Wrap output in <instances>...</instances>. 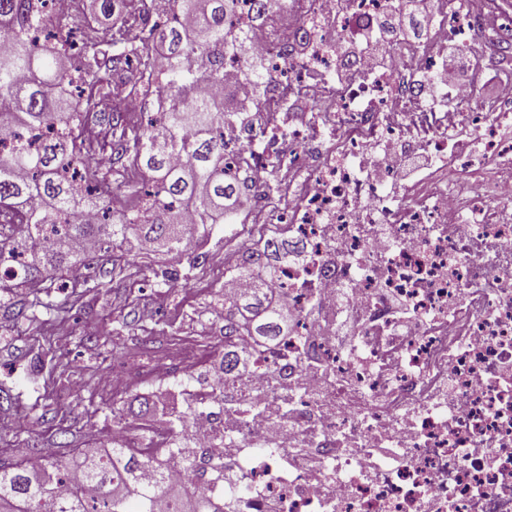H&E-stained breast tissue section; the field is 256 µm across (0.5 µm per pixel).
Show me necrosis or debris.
Returning <instances> with one entry per match:
<instances>
[{"label":"necrosis or debris","mask_w":512,"mask_h":512,"mask_svg":"<svg viewBox=\"0 0 512 512\" xmlns=\"http://www.w3.org/2000/svg\"><path fill=\"white\" fill-rule=\"evenodd\" d=\"M398 4L288 0L260 18L240 0L230 18L246 37L224 63L241 104L224 164L246 209L224 296L253 287L248 254L287 241L306 259L277 265L266 286L295 322L273 345L236 339L249 374L187 387L192 467L167 452L169 427L120 441L162 452L171 481L223 476L231 512H512V97L428 95L452 39L512 83V14L500 0H436L428 35L388 41L392 66L368 71L343 45ZM249 55L277 68L265 92L241 77ZM273 160L287 190L266 188ZM193 368L185 350L131 357L105 385Z\"/></svg>","instance_id":"4bbe7bcc"}]
</instances>
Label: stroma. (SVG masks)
Wrapping results in <instances>:
<instances>
[{
	"label": "stroma",
	"mask_w": 512,
	"mask_h": 512,
	"mask_svg": "<svg viewBox=\"0 0 512 512\" xmlns=\"http://www.w3.org/2000/svg\"><path fill=\"white\" fill-rule=\"evenodd\" d=\"M237 243L224 223L198 249L193 264L153 245L113 250L96 267L99 288L52 293L62 312L52 324L44 309L32 307L33 289L0 283V315L16 314L0 323V386L13 396L9 402L0 400V459L32 445L69 461L75 449L99 446L116 430L138 432L140 417L113 420L114 398L178 397L176 379L161 384L144 378L114 393L101 389L98 378L119 368L122 348L140 349L148 359L184 344L219 347L224 339L219 259ZM173 270L186 282L185 290L169 291L166 277ZM33 372L53 375L52 393L30 381Z\"/></svg>",
	"instance_id": "obj_1"
}]
</instances>
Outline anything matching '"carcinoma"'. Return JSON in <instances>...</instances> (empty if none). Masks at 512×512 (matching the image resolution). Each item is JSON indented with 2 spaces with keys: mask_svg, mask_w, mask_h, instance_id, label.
<instances>
[{
  "mask_svg": "<svg viewBox=\"0 0 512 512\" xmlns=\"http://www.w3.org/2000/svg\"><path fill=\"white\" fill-rule=\"evenodd\" d=\"M46 0H0V99L11 110L0 112V268L15 265L20 283L34 287L45 274L62 273L71 288H87L91 278L78 271L90 269L96 257L76 248L79 242L98 240L107 252L116 241L131 248L138 241L157 244L182 256L197 240L212 236L224 219V202L236 201L238 190L224 170V99L198 93L201 85L224 84V59L243 32L228 26L237 0H166L168 10L192 23L152 28L147 41L136 32L138 14L158 8L161 0H135L122 23L101 37L84 20L86 36L76 46L77 21L45 23ZM46 31L48 46L28 36ZM168 56L163 74L152 65V51ZM150 99L164 95L169 105L155 131V120L142 126L141 147L133 155L134 184L142 179L154 196L150 210L141 204L114 218L108 184L112 170L89 166L94 153L85 136L86 119L93 115L108 126L121 118L113 91ZM37 128L58 130L36 148L23 142V132ZM181 153L180 164L170 161ZM194 209L197 236L184 231L183 207ZM288 257V248L267 244L264 256L247 261L243 274L261 279L271 262ZM238 336L274 342L282 336V322L271 295L261 285L224 301V376L239 371L233 349ZM150 411L174 416L177 428L185 419L175 410L147 397L139 411L125 402L118 416ZM75 472L78 482L61 488ZM174 512H225L224 494L212 490L169 485L153 457L133 448H78L72 462L63 464L42 456L0 461V512H155L158 503Z\"/></svg>",
  "mask_w": 512,
  "mask_h": 512,
  "instance_id": "carcinoma-1",
  "label": "carcinoma"
}]
</instances>
